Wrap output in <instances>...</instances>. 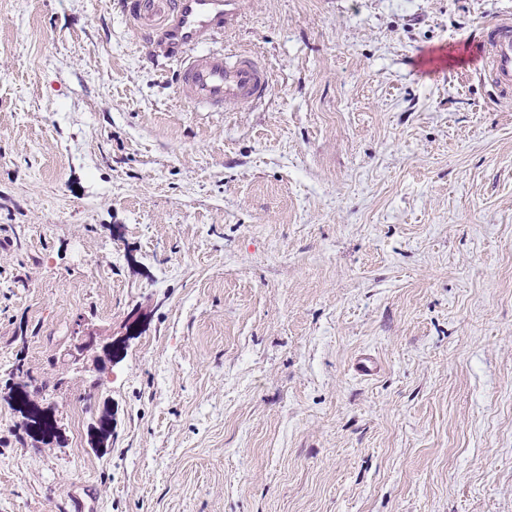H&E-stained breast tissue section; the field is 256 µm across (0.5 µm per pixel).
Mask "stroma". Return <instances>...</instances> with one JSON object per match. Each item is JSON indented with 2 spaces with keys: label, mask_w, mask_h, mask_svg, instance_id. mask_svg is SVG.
Listing matches in <instances>:
<instances>
[{
  "label": "stroma",
  "mask_w": 512,
  "mask_h": 512,
  "mask_svg": "<svg viewBox=\"0 0 512 512\" xmlns=\"http://www.w3.org/2000/svg\"><path fill=\"white\" fill-rule=\"evenodd\" d=\"M508 16L243 0L210 112L126 0H0V512H512ZM481 38L486 76L504 91L512 90V20L496 18L485 22Z\"/></svg>",
  "instance_id": "1"
}]
</instances>
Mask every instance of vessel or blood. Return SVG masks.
I'll return each instance as SVG.
<instances>
[{"label": "vessel or blood", "instance_id": "obj_1", "mask_svg": "<svg viewBox=\"0 0 512 512\" xmlns=\"http://www.w3.org/2000/svg\"><path fill=\"white\" fill-rule=\"evenodd\" d=\"M174 18L159 39L163 56L178 63L184 95L212 111L252 106L268 93L271 71L247 51L227 54L207 48L214 35L235 27L241 0H174ZM481 54L486 76L512 90V20L496 18L482 26Z\"/></svg>", "mask_w": 512, "mask_h": 512}]
</instances>
